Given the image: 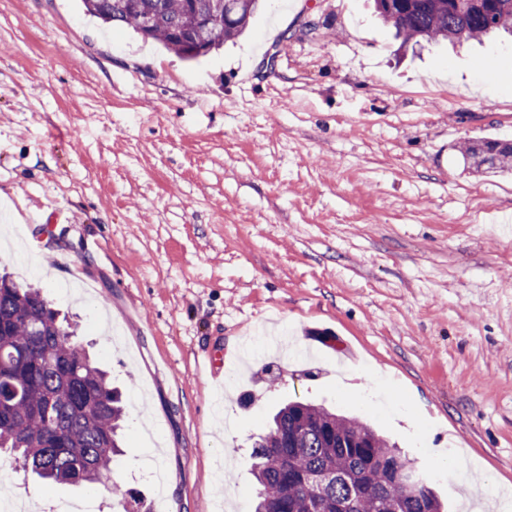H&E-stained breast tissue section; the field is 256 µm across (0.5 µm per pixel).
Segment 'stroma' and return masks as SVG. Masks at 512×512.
I'll return each mask as SVG.
<instances>
[{"mask_svg": "<svg viewBox=\"0 0 512 512\" xmlns=\"http://www.w3.org/2000/svg\"><path fill=\"white\" fill-rule=\"evenodd\" d=\"M476 137L512 139L506 34L404 50L369 0H265L188 63L82 0H0V270L122 386L113 479L158 512H251L253 441L312 400L440 472L448 512H495L512 176L463 172ZM1 465L46 510L112 512L103 484Z\"/></svg>", "mask_w": 512, "mask_h": 512, "instance_id": "obj_1", "label": "stroma"}]
</instances>
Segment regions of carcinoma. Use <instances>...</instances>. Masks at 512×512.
Here are the masks:
<instances>
[{"label": "carcinoma", "mask_w": 512, "mask_h": 512, "mask_svg": "<svg viewBox=\"0 0 512 512\" xmlns=\"http://www.w3.org/2000/svg\"><path fill=\"white\" fill-rule=\"evenodd\" d=\"M263 0H83L103 23L136 30L195 62L240 36ZM378 18L405 44L463 43L512 35V0H373ZM214 18L208 49L193 48L198 22ZM465 169L511 174L512 142L459 146ZM41 288L0 276V375L18 389L0 405V451L41 479L73 486L112 473L126 407L108 373L73 341ZM255 512H444L428 479L407 488L413 459L368 424L308 401H289L254 441ZM114 512H151L140 493L115 484Z\"/></svg>", "instance_id": "1"}]
</instances>
